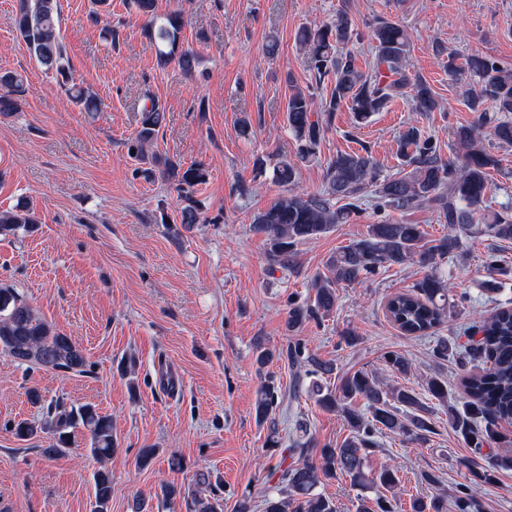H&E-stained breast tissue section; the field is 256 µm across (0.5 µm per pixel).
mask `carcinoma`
I'll return each mask as SVG.
<instances>
[{
  "label": "carcinoma",
  "instance_id": "carcinoma-1",
  "mask_svg": "<svg viewBox=\"0 0 512 512\" xmlns=\"http://www.w3.org/2000/svg\"><path fill=\"white\" fill-rule=\"evenodd\" d=\"M130 6L146 20L145 35L155 47L156 63L165 67L174 62L185 74H192L199 56L181 42L184 26L182 13L158 11L157 0H129ZM58 0H17L13 25L30 55L46 71L55 75L69 99L83 112L101 110L99 98L74 83L72 67L59 31ZM368 37L375 56L368 71L358 65L354 52H343L361 34L343 13L336 20L319 26H303L296 41L306 51V64L314 83L306 89L290 86L286 118L296 141L293 158L259 157L255 166L265 173L272 166L271 180L284 192L266 209L254 214L252 229L264 237L272 265L288 271L294 266L298 246L346 224L371 207L374 221L367 225L361 238L342 247L327 260L329 274L318 276L312 284L313 297L305 303L288 301V330L294 331L309 320L333 313L338 299L337 288L359 284L392 266L413 260L429 269L411 292L392 296L387 304L388 317L403 332L426 336L443 325L451 313L448 283L436 272L438 261L460 254L467 238L487 237L512 240V205L497 212H485L491 190L490 172L498 167L497 157L478 144L483 130L491 131L499 145L512 146V67L490 55L470 54L462 58L448 53V79H470L465 91L468 109L475 114L469 126L458 128L454 138L463 149L460 155L443 159L433 139L422 135L414 126L399 139L400 168L389 175L374 160L368 147L358 151H340L329 161L325 171V189L308 194L297 191L299 164L313 160L325 131L331 126L340 106L352 114V124L366 123L373 114L383 111L394 98L411 89L415 109L433 112L439 103L431 87L421 79L411 78L408 57L411 38L399 22L378 16L368 23ZM462 62H457V59ZM328 84L329 96L317 99V90ZM26 88L11 71L0 72V113L19 110ZM165 119L159 100L149 99L141 109L140 129L128 143L127 152L143 158L157 138ZM163 166L162 174L175 184L185 200L191 189L206 182L208 171L200 163L185 167L168 158L152 155ZM426 208L448 225V233L436 239L426 238L419 224H400L393 212ZM36 223L26 205L0 211V236H14L17 231ZM488 280L485 291L498 290L500 276L512 274V266L496 255L488 256ZM478 331L479 340L460 348L441 340L435 357L448 358L456 350L463 357H481L482 370L463 378V404L471 418L485 421L484 429L473 433L480 444L497 437L493 423L512 420V307L502 306ZM0 354L28 369L83 374L88 360L84 350L72 337L59 331L42 318L11 285L0 284ZM291 360L303 359L310 377L307 393L323 408L341 413L349 434L337 448H321L310 457L311 440L293 443L295 461L280 471L276 493L264 499L263 512H336V504L318 492L324 480L345 477L353 487L374 490L376 497L360 498L358 512H395L397 470L389 466L378 472L369 470V456L377 445L376 437L385 432L402 436L410 442H425L434 433L428 409L413 391L404 387H386L366 370L344 374L336 388L321 380L332 375L336 367L313 356H304V345L297 341L285 351ZM383 365L393 373L405 375L410 363L401 354L389 351ZM279 391L274 378H264L259 387L256 412L258 422L268 426V442L276 446L275 411ZM30 403L42 411L39 420H20L12 433L20 441L47 435L48 444L40 454L53 459L74 447L77 438L88 441L90 453L104 463L112 457L117 442L112 419L86 403L66 408L45 402L40 390L28 389ZM365 401L361 411L358 401ZM94 504L92 512H109L112 502V472L105 466L93 474ZM161 499L175 508L185 492L167 482L160 486ZM411 512H448V499L438 493L428 499L410 501Z\"/></svg>",
  "mask_w": 512,
  "mask_h": 512
}]
</instances>
